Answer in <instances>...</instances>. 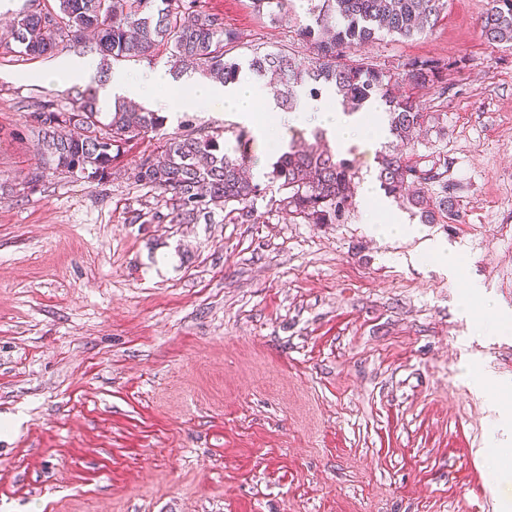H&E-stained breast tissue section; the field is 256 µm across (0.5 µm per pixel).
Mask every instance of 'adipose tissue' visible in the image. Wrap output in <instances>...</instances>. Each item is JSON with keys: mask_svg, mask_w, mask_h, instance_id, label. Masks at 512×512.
I'll return each mask as SVG.
<instances>
[{"mask_svg": "<svg viewBox=\"0 0 512 512\" xmlns=\"http://www.w3.org/2000/svg\"><path fill=\"white\" fill-rule=\"evenodd\" d=\"M123 98L155 101L170 112L189 106L233 112L273 141L278 140L282 123L296 126L311 116L329 132L338 151H347L358 144L367 146L375 140L367 130L363 113L344 110L331 96L303 100L294 112L285 114L279 112L275 101L265 95L258 83L246 78L210 84L191 77L177 83L160 67L132 75L113 74L111 82L100 88L99 99L112 104Z\"/></svg>", "mask_w": 512, "mask_h": 512, "instance_id": "ef3b65f1", "label": "adipose tissue"}]
</instances>
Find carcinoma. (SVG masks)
<instances>
[{
	"mask_svg": "<svg viewBox=\"0 0 512 512\" xmlns=\"http://www.w3.org/2000/svg\"><path fill=\"white\" fill-rule=\"evenodd\" d=\"M259 14L278 16L288 0H251ZM447 0H319L299 39L313 55L300 59L295 52L255 48L247 69L267 81L284 112L299 104L297 88L305 86L317 97L327 88L350 111L379 99L388 107L390 136L404 146L428 125L424 112L403 85L431 87L437 97L448 94L447 71L453 62L443 58H412L401 76L354 57L357 47L386 33L412 38L433 26ZM490 43L512 42V0H491L482 20ZM92 36L103 64L110 61H152L169 55L180 69L199 71L225 84L242 69L232 52L244 45L243 33L224 26V15L200 8L199 0H25L0 33V50L12 46L31 58H49L58 51L86 48ZM76 106L60 109L46 100L30 107L28 131L36 138L39 166L24 185L37 186L46 170L78 175L104 184L123 145L159 132L165 117L147 108L118 104L101 112L96 92L72 87ZM324 130L311 131L314 142L293 143L273 163L271 180L277 194L266 196L247 174L252 157L250 131L243 128L236 146L227 149L221 135L203 128L159 138L157 152L143 155L131 178L137 185L169 195L165 209L138 213L148 224L209 223L222 212L236 224L259 221L257 201L267 199L269 212L286 213L309 224H339L353 206L355 171L352 164L324 149ZM379 179L385 192L418 210L425 224L455 220L456 185L448 182V162L422 154L383 151L378 155Z\"/></svg>",
	"mask_w": 512,
	"mask_h": 512,
	"instance_id": "1",
	"label": "carcinoma"
}]
</instances>
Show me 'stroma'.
<instances>
[{"instance_id": "1", "label": "stroma", "mask_w": 512, "mask_h": 512, "mask_svg": "<svg viewBox=\"0 0 512 512\" xmlns=\"http://www.w3.org/2000/svg\"><path fill=\"white\" fill-rule=\"evenodd\" d=\"M251 46L308 56L250 0H203ZM490 0H448L410 39L358 50L391 74L454 61L448 94L414 88L444 135L456 221L379 232L356 197L339 224L263 214L232 224L131 223L163 207L133 184L156 134L105 184L38 164L28 106L72 108L34 80L48 59H0V512H512V423L489 386L512 383V43H489ZM222 131L232 112L167 118ZM440 242L464 268L432 259ZM480 287L470 299L467 280Z\"/></svg>"}]
</instances>
